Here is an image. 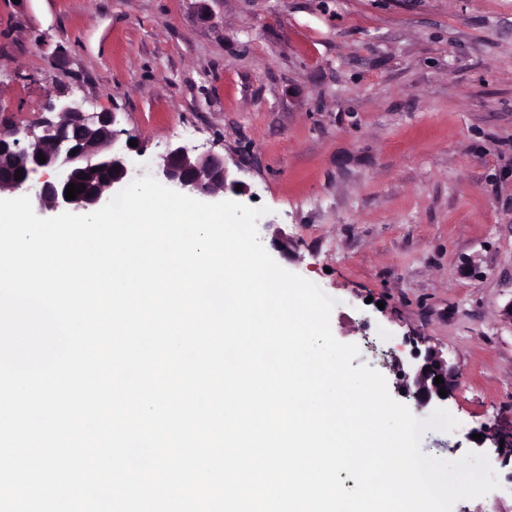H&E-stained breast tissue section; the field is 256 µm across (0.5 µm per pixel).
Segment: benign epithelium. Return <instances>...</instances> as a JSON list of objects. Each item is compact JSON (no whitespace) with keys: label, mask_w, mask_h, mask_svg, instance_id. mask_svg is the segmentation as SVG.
<instances>
[{"label":"benign epithelium","mask_w":512,"mask_h":512,"mask_svg":"<svg viewBox=\"0 0 512 512\" xmlns=\"http://www.w3.org/2000/svg\"><path fill=\"white\" fill-rule=\"evenodd\" d=\"M55 78H45L48 111L32 126L22 127L0 117V194L23 191L31 198L34 211L92 213L104 206L117 192L135 180L131 153H142L141 146H129L121 139L124 129H116L117 113L91 115L55 94ZM70 127L83 131L79 139L67 135ZM76 154H71L73 149ZM45 162H39L38 154ZM23 172V179L15 174ZM151 176L162 185L204 199H215L236 192L239 181L230 178L224 156L205 153L193 156L180 144H171L160 155ZM85 186L73 200L66 199L67 185ZM453 369L431 347H412L408 370L401 371L402 390L415 400L418 409L447 408L448 398L439 389L450 390ZM442 377L444 384H434ZM492 440L498 459L512 463V429H493L481 437Z\"/></svg>","instance_id":"obj_1"}]
</instances>
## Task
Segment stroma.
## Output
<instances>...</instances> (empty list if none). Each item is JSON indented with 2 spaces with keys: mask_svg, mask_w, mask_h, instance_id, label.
I'll return each instance as SVG.
<instances>
[{
  "mask_svg": "<svg viewBox=\"0 0 512 512\" xmlns=\"http://www.w3.org/2000/svg\"><path fill=\"white\" fill-rule=\"evenodd\" d=\"M49 73L117 113L140 171L172 142L223 155L390 395L437 349L459 425L421 450H481L499 487L453 512H512V466L472 439L512 424V0H0V113L44 117Z\"/></svg>",
  "mask_w": 512,
  "mask_h": 512,
  "instance_id": "1",
  "label": "stroma"
}]
</instances>
